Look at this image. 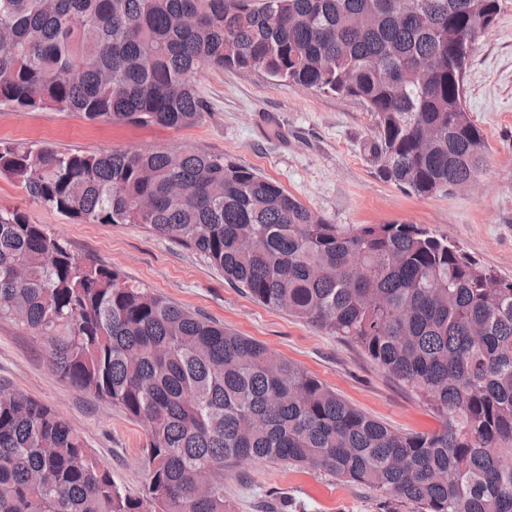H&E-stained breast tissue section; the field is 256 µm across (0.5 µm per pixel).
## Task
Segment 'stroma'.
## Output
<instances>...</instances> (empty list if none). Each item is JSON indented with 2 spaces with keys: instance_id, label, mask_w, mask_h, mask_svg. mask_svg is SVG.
<instances>
[{
  "instance_id": "1",
  "label": "stroma",
  "mask_w": 512,
  "mask_h": 512,
  "mask_svg": "<svg viewBox=\"0 0 512 512\" xmlns=\"http://www.w3.org/2000/svg\"><path fill=\"white\" fill-rule=\"evenodd\" d=\"M195 125L97 123L73 112L18 111L0 104V141L61 150L179 149L224 155L278 182L312 211L341 226L420 224L512 278V0H501L492 31L467 68L466 109L488 153L476 187L420 198L379 178L363 148L375 119L355 100L284 87L261 71L206 67ZM0 204L20 208L79 258L117 268L134 283L266 345L317 377L368 416L401 432L438 430V417L359 347L268 308L199 254L137 224H78L32 202L0 177ZM0 381L64 416L129 493L145 484L143 426L109 403L55 377L35 332L0 321ZM232 512H261L286 498L294 512H388L374 491L314 469L245 461L224 479Z\"/></svg>"
}]
</instances>
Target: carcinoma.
Wrapping results in <instances>:
<instances>
[{
    "label": "carcinoma",
    "mask_w": 512,
    "mask_h": 512,
    "mask_svg": "<svg viewBox=\"0 0 512 512\" xmlns=\"http://www.w3.org/2000/svg\"><path fill=\"white\" fill-rule=\"evenodd\" d=\"M500 0H0V102L178 129L205 66L363 103L378 174L462 191L487 143L469 56ZM0 176L80 224H139L257 302L357 344L441 418L400 433L224 324L75 257L0 206V320L34 330L52 373L145 430L132 496L68 420L0 382V512H229L224 467L282 461L408 512H512V279L420 224H331L279 183L190 149L0 142Z\"/></svg>",
    "instance_id": "1"
}]
</instances>
